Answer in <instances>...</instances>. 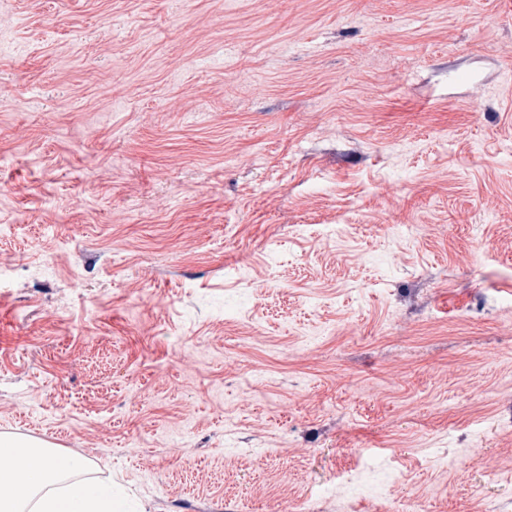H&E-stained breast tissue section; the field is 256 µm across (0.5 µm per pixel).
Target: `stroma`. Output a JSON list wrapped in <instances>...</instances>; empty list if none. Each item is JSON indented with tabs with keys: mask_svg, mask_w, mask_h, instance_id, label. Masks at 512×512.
I'll list each match as a JSON object with an SVG mask.
<instances>
[{
	"mask_svg": "<svg viewBox=\"0 0 512 512\" xmlns=\"http://www.w3.org/2000/svg\"><path fill=\"white\" fill-rule=\"evenodd\" d=\"M1 224L0 435L122 512H512V0H10Z\"/></svg>",
	"mask_w": 512,
	"mask_h": 512,
	"instance_id": "35a3bbf8",
	"label": "stroma"
}]
</instances>
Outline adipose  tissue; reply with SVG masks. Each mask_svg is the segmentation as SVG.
Listing matches in <instances>:
<instances>
[{
    "label": "adipose tissue",
    "mask_w": 512,
    "mask_h": 512,
    "mask_svg": "<svg viewBox=\"0 0 512 512\" xmlns=\"http://www.w3.org/2000/svg\"><path fill=\"white\" fill-rule=\"evenodd\" d=\"M0 453L15 460L0 470V512H113L109 490L65 475L82 467L75 455L37 441L0 436Z\"/></svg>",
    "instance_id": "1"
}]
</instances>
